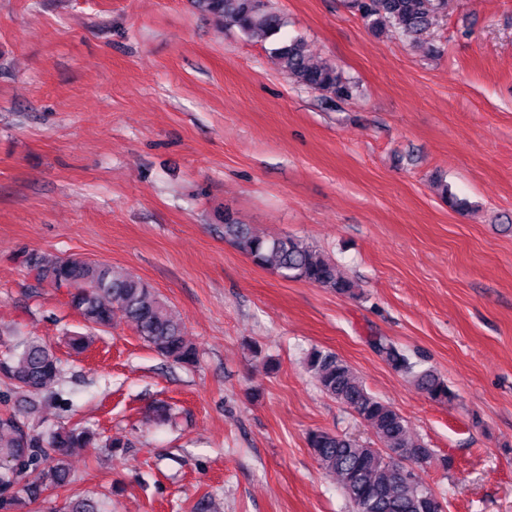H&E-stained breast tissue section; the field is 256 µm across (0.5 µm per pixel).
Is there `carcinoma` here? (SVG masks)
<instances>
[{"label":"carcinoma","instance_id":"cac0c4a2","mask_svg":"<svg viewBox=\"0 0 512 512\" xmlns=\"http://www.w3.org/2000/svg\"><path fill=\"white\" fill-rule=\"evenodd\" d=\"M205 11L236 27L248 37L271 41L270 56L280 70L298 86L314 90L328 102L347 100L358 86L336 66L315 62L306 52L303 39L280 36L283 17L270 0H197ZM365 25L378 31L389 27L405 41L420 44L442 17L447 0H352ZM224 238L260 267H269L285 280L304 281L338 294L352 291V283L335 262L316 247L291 236L265 238L257 235L232 214L224 213ZM36 283L69 290V303L93 328H106L114 310L133 323L139 337L173 364L193 365L196 346L181 323L175 321L166 302L140 277L117 267L78 257L33 255L25 260ZM372 348L396 372L409 377L422 393L438 403L452 399L448 384L431 369H419L404 350L382 336L370 339ZM304 365L320 390L352 409L387 450L374 448L355 437L324 429L307 433L308 448L319 467L336 477L351 504V512H439L438 497L416 476H401V465L430 453L413 439L408 421L389 403L370 393L355 369L330 350L313 348ZM62 375L60 359L39 337L18 340L0 355V380L18 390L42 394L51 400L61 397L56 386ZM174 416L165 402L151 407L150 421L169 424ZM122 437L101 439L89 427L63 420L44 432L25 414L0 411V512H24L44 501L47 492L68 488L73 475L68 457L75 448H128ZM43 467L42 480L27 483L23 476L31 467ZM19 489H13V486ZM65 512H107L103 503L87 495L68 497Z\"/></svg>","mask_w":512,"mask_h":512}]
</instances>
